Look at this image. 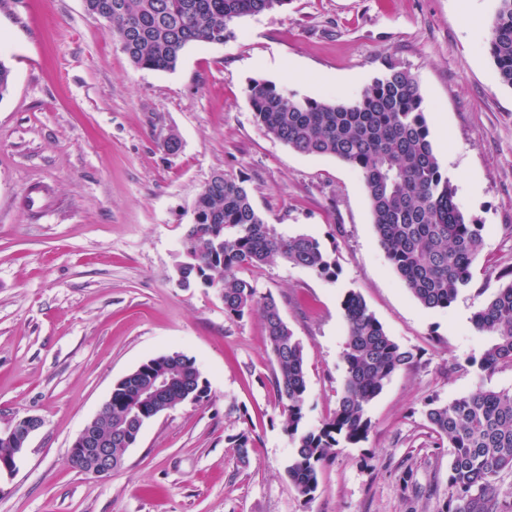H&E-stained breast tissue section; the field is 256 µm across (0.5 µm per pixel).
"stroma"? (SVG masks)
<instances>
[{"label":"stroma","mask_w":512,"mask_h":512,"mask_svg":"<svg viewBox=\"0 0 512 512\" xmlns=\"http://www.w3.org/2000/svg\"><path fill=\"white\" fill-rule=\"evenodd\" d=\"M496 7L291 0L164 72L133 67L83 0H0L13 72L0 99V428L42 421L0 476V512H440L449 455L425 401L512 387L511 367L480 372L491 337L471 321L512 270V87L488 52ZM391 62L416 77L441 168L483 226L472 285L441 310L424 309L387 259L359 171L267 135L248 102L254 79L351 97ZM216 172L245 180L277 232L314 236L336 261L332 279L280 260L248 274L305 349L307 427L332 415L343 387L347 292L418 355L370 404L367 439L322 465L310 500L288 478L260 314L228 317L215 289L177 282L194 201ZM171 351L196 359L208 401L149 421L109 477L72 468L71 444L113 385ZM242 431L254 441L247 468L228 442ZM407 474L421 495L405 490Z\"/></svg>","instance_id":"stroma-1"}]
</instances>
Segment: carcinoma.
<instances>
[{
	"label": "carcinoma",
	"instance_id": "obj_1",
	"mask_svg": "<svg viewBox=\"0 0 512 512\" xmlns=\"http://www.w3.org/2000/svg\"><path fill=\"white\" fill-rule=\"evenodd\" d=\"M88 14L106 21L132 65L172 71L191 44H222L244 17L276 13L290 0H83ZM488 51L501 82L512 87V0H497ZM254 121L267 135L294 151L331 156L362 177L379 243L405 287L426 309L448 308L470 285L483 245V225L469 219L456 189L443 172L429 139L416 78L390 64L355 97L313 98L266 80L248 89ZM187 225L181 284L200 282L216 290L224 313L241 318L261 310L267 341L277 365L272 386L287 412L283 430L293 445L287 467L299 496L310 500L320 467L340 444L366 439L367 411L384 384L411 368L417 355L385 332L362 297L342 301L346 324V377L336 410L321 427L305 425V352L284 321L277 300L260 296L240 273L280 259L320 276H336V264L319 239L278 233L255 209L244 181L214 173L198 194ZM475 329L494 336L480 361L493 374L512 367V279L481 302ZM172 370L184 381L162 400L176 407L202 403L210 385L194 358L173 351L148 359L112 388V418H99L112 433V457L121 459L126 439L139 435L155 415L136 396L149 377ZM424 415L438 445L448 444V485L452 495L441 512H512L493 484L512 472V389L481 388L448 403L431 399ZM238 460L251 464L253 440L246 432L229 439Z\"/></svg>",
	"mask_w": 512,
	"mask_h": 512
}]
</instances>
